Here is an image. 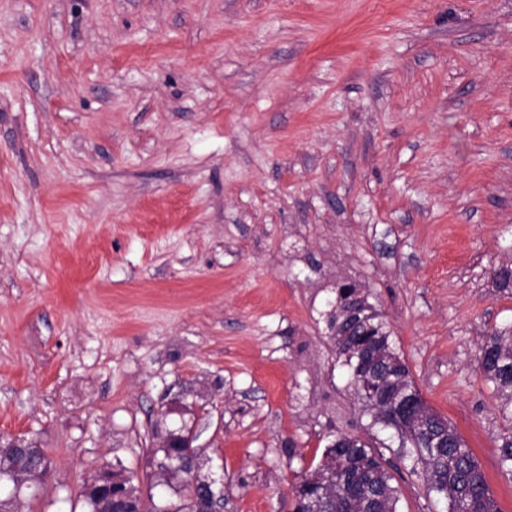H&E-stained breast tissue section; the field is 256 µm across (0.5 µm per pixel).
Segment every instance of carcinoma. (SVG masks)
Instances as JSON below:
<instances>
[{"label": "carcinoma", "mask_w": 512, "mask_h": 512, "mask_svg": "<svg viewBox=\"0 0 512 512\" xmlns=\"http://www.w3.org/2000/svg\"><path fill=\"white\" fill-rule=\"evenodd\" d=\"M492 286L512 292V264L492 270ZM338 292L327 317L329 336L337 362L345 368L350 386L372 417L396 431L400 453L412 459V472L422 469L428 497L446 504V512H499L487 480L465 440L447 418L426 405L404 358L397 352L389 325L369 302L361 304L354 321L346 320ZM479 367L502 397V411L512 408V327L495 329L483 336L479 346ZM411 401L413 412L403 414L398 405ZM499 464L512 475V426L500 436ZM164 472L180 477L171 489L187 504L174 509L156 506L153 498L143 500L134 484L136 476L120 469L114 476L124 481L120 496L112 499V512H207L210 491L190 478L197 457L192 448L160 447ZM323 460L294 485L291 512H399L400 492L392 484L382 452L364 440L336 437V446L325 448ZM18 475V488L3 483L0 512H21V501L12 496L28 483L36 488L47 476L49 459L44 449L35 447L22 456L15 448L0 447V462ZM109 489L83 493L86 512H99Z\"/></svg>", "instance_id": "obj_1"}]
</instances>
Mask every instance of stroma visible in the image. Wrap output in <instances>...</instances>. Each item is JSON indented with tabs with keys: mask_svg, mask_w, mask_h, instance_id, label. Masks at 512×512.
<instances>
[{
	"mask_svg": "<svg viewBox=\"0 0 512 512\" xmlns=\"http://www.w3.org/2000/svg\"><path fill=\"white\" fill-rule=\"evenodd\" d=\"M512 0H0V438L44 448L24 512L104 464L156 504L157 420L223 512H289L334 435L383 448L322 313L352 283L499 512L483 336L512 323Z\"/></svg>",
	"mask_w": 512,
	"mask_h": 512,
	"instance_id": "stroma-1",
	"label": "stroma"
}]
</instances>
